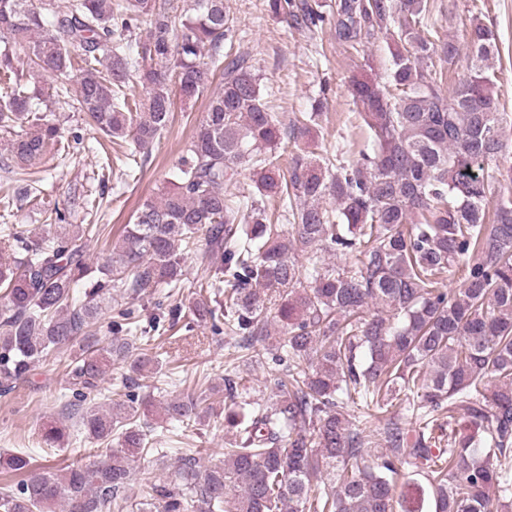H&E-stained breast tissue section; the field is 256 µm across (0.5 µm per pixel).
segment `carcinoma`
I'll list each match as a JSON object with an SVG mask.
<instances>
[{
    "mask_svg": "<svg viewBox=\"0 0 512 512\" xmlns=\"http://www.w3.org/2000/svg\"><path fill=\"white\" fill-rule=\"evenodd\" d=\"M272 7L298 29L330 25L345 50L386 43V79L350 86L352 117L369 130L358 158L301 148L282 168V141L298 143L318 113L286 125L260 76L224 56L234 33L224 0H0V128H19L6 147L14 169L35 167L59 143L52 104L77 106L113 143L131 138L133 157L171 123L174 98L210 91L174 183L138 207L84 296L75 289L91 273L82 241L101 225L0 236L19 253L0 262V396L35 364L76 349L68 415L97 449L62 474L1 453L0 470L21 480L0 492V512H112L126 501L134 463L155 451V399L86 402L112 363L134 374L163 363L139 351L137 336L100 345L101 302L181 287L185 255L200 242L216 262L190 322L226 326L247 350L242 365L267 353L281 373L265 402L244 397L236 373L166 400L165 415L184 428L224 417L233 446L208 465L180 458L181 482L151 484L137 512H398L395 480L408 467L424 470L429 510L404 512H494L490 488L512 489V192L489 206L485 176L494 168L512 180V157L489 73L492 31L474 17L463 48L443 37L430 0H334L329 15L320 0ZM464 49L470 76L446 89L433 58L451 67ZM36 69L57 82L50 104L31 89ZM134 80L146 98L127 93ZM243 167L254 190L225 194ZM320 251L358 259L330 265ZM354 395L371 420L407 406L418 431L390 423L385 447L369 453V426L346 411ZM444 413L468 419L490 446L450 434L433 450L426 430ZM67 429L51 420L41 439L54 448Z\"/></svg>",
    "mask_w": 512,
    "mask_h": 512,
    "instance_id": "1",
    "label": "carcinoma"
}]
</instances>
